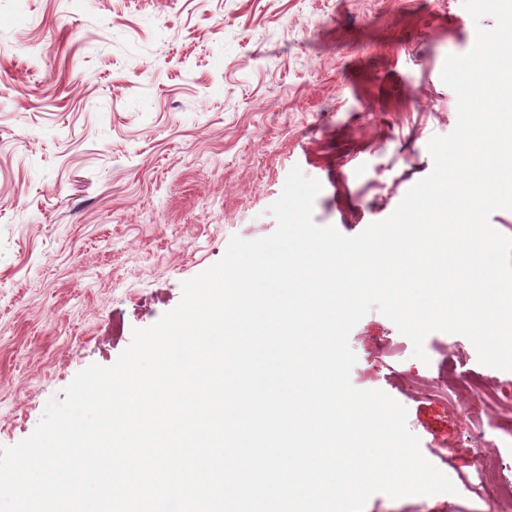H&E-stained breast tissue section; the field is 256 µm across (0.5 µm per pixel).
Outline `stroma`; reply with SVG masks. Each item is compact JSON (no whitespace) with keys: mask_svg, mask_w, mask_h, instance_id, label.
I'll use <instances>...</instances> for the list:
<instances>
[{"mask_svg":"<svg viewBox=\"0 0 512 512\" xmlns=\"http://www.w3.org/2000/svg\"><path fill=\"white\" fill-rule=\"evenodd\" d=\"M462 0H0V447L28 437L89 364L174 309L232 236L271 234L292 168L315 222L352 237L390 216L457 122L444 60L474 45ZM350 380L408 411L452 494L377 493L364 512H512L471 493L512 479V371L427 335V361L378 309L352 329ZM480 377L490 400L448 378ZM479 483L473 489L477 492H486L490 487H496L499 494L505 498H512V482H501L493 473L487 471L483 465L478 466Z\"/></svg>","mask_w":512,"mask_h":512,"instance_id":"35a3bbf8","label":"stroma"}]
</instances>
